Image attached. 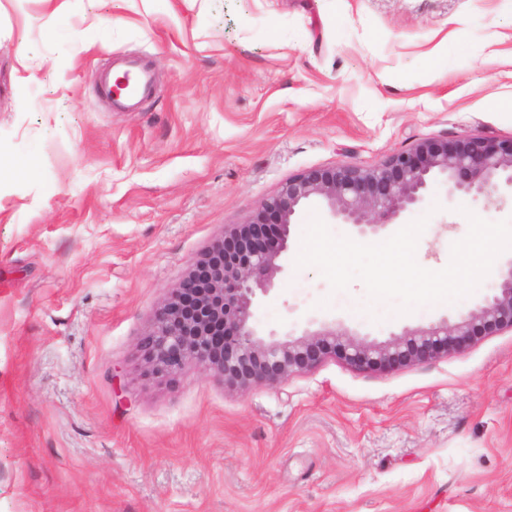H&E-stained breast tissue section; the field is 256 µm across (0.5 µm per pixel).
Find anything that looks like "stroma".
<instances>
[{"instance_id":"1","label":"stroma","mask_w":512,"mask_h":512,"mask_svg":"<svg viewBox=\"0 0 512 512\" xmlns=\"http://www.w3.org/2000/svg\"><path fill=\"white\" fill-rule=\"evenodd\" d=\"M155 78L109 108L96 74ZM512 137V0H0V512H512V332L369 374L329 359L241 391L192 365L144 373L139 342L225 226L288 177L379 164L415 141ZM285 269L255 301L263 334L334 323L378 342L469 311L365 312ZM512 199L443 180L418 264L440 270L467 213Z\"/></svg>"}]
</instances>
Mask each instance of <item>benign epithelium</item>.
I'll list each match as a JSON object with an SVG mask.
<instances>
[{"mask_svg": "<svg viewBox=\"0 0 512 512\" xmlns=\"http://www.w3.org/2000/svg\"><path fill=\"white\" fill-rule=\"evenodd\" d=\"M441 177L448 192L490 199L512 190V137L426 138L371 167L341 164L304 170L281 183L241 224L224 229L169 296L158 304L140 341L147 375L174 382L191 364L223 384L274 389L328 358L367 372H390L460 352L492 333L512 331V259L498 293L450 322L404 328L384 342H368L332 324L298 339H266L253 324L257 292L284 271L291 226L307 204L376 232L424 198Z\"/></svg>", "mask_w": 512, "mask_h": 512, "instance_id": "7a95c632", "label": "benign epithelium"}]
</instances>
